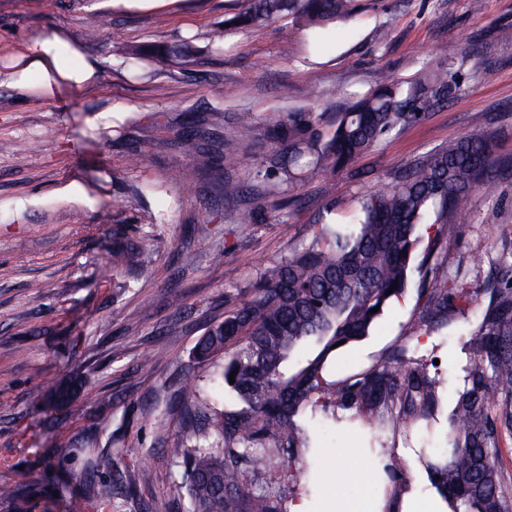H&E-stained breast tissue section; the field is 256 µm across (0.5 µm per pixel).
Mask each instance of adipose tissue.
Wrapping results in <instances>:
<instances>
[{"label": "adipose tissue", "instance_id": "obj_1", "mask_svg": "<svg viewBox=\"0 0 512 512\" xmlns=\"http://www.w3.org/2000/svg\"><path fill=\"white\" fill-rule=\"evenodd\" d=\"M77 53L66 36L52 31L34 47L20 48L13 67L0 80L45 95L63 86L96 83L99 70L95 65L77 62ZM330 464L337 475L350 476L358 493L338 489L326 499L302 493L288 503V512H455L456 502L444 499L436 488L393 490L388 469L393 462L391 449L343 447L332 449Z\"/></svg>", "mask_w": 512, "mask_h": 512}]
</instances>
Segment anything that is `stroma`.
<instances>
[{
    "label": "stroma",
    "mask_w": 512,
    "mask_h": 512,
    "mask_svg": "<svg viewBox=\"0 0 512 512\" xmlns=\"http://www.w3.org/2000/svg\"><path fill=\"white\" fill-rule=\"evenodd\" d=\"M241 0H171L165 7L115 10L110 0H0V74L13 54L44 34L64 32L81 61L100 71L95 85L53 96L0 86V479L27 495L29 512H191L179 468L163 443L179 429L180 377L194 368L204 406L228 409L219 391L224 362L194 358L198 339L224 317L227 299H245L263 268L307 244L315 209L332 187L334 218L350 221L360 198L391 173L473 130L493 136L495 178L476 188L444 240L448 278L487 305L485 285L512 253V0H354L350 15L320 30L291 18L248 30L224 20ZM189 39L203 53L182 65L137 60L131 45ZM460 55L443 59V43ZM461 71L467 103H447L383 140L353 164L308 174L305 205L287 204L275 179L257 181L275 150L266 125L308 108L326 114L388 80L425 66ZM124 104L111 112L113 104ZM204 132L235 135L238 113L254 117L242 164L224 167L249 187L244 202L221 207L213 177L196 171L180 145L186 113ZM35 142L17 156L16 143ZM145 151L144 168L127 164ZM262 208L250 235L244 213ZM142 240V262L112 268L115 236ZM180 291L186 306L166 304ZM416 292L387 310L371 335L341 354L338 377L358 374L386 350L405 346L436 380L438 417L446 419L463 385L472 311L424 331ZM167 359L152 358L157 341ZM79 375L80 397L63 408L46 396ZM365 448H432L443 436L415 429L370 434ZM119 467H148V486L125 485L101 503L76 477L90 455Z\"/></svg>",
    "instance_id": "stroma-1"
}]
</instances>
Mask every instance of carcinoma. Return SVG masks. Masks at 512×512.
Wrapping results in <instances>:
<instances>
[{
  "mask_svg": "<svg viewBox=\"0 0 512 512\" xmlns=\"http://www.w3.org/2000/svg\"><path fill=\"white\" fill-rule=\"evenodd\" d=\"M351 0H246L224 20L231 29L261 27L290 17L319 28L343 19ZM197 53L191 41L137 46L131 54L179 63ZM463 103L459 75L424 68L406 81H388L336 113L333 130L320 129L322 113L291 112L270 121L272 138L286 146L270 162L271 173L295 192L308 170L344 168L400 127L422 120L447 101ZM253 118H236V138L250 137ZM199 170L216 167L210 150L192 133L182 142ZM494 167L491 136L470 132L454 143L427 152L364 194L355 219L328 218L335 201L317 208L318 228L310 244L267 267L250 297L230 303L224 319L198 339L195 359L224 357V387L234 396L231 409L202 413L195 375L182 377L179 414L184 433L165 443L180 466L181 485L193 512H286L290 486H298L306 467L302 449L310 447L308 412L320 407L336 419L335 409L353 410L371 423L376 409L390 407V426L430 423L438 409L436 383L428 365H404L405 348L395 347L380 362L357 375L329 380L336 367L338 342L364 339L384 312L417 287L427 330L448 323V311L470 305L462 288L448 285V259L435 258L454 232V216L472 191L485 184ZM218 194L238 203L247 187L230 174L218 176ZM138 263L132 242L112 251L114 266ZM397 288H391V284ZM489 301L468 341L464 386L448 412V447L425 448L421 463L434 487L463 512H512V477L503 469L499 443L512 436V260L503 259L489 281ZM391 294H386L387 290ZM379 308L372 314L370 310ZM313 345L316 354L288 369L289 360ZM235 382L229 383L232 371ZM75 385L65 380L49 401L64 405ZM213 439L206 447L192 438ZM112 456H96L79 479L90 498L112 500ZM263 472L262 478L255 477ZM0 503L26 512L19 488L0 480Z\"/></svg>",
  "mask_w": 512,
  "mask_h": 512,
  "instance_id": "1",
  "label": "carcinoma"
}]
</instances>
